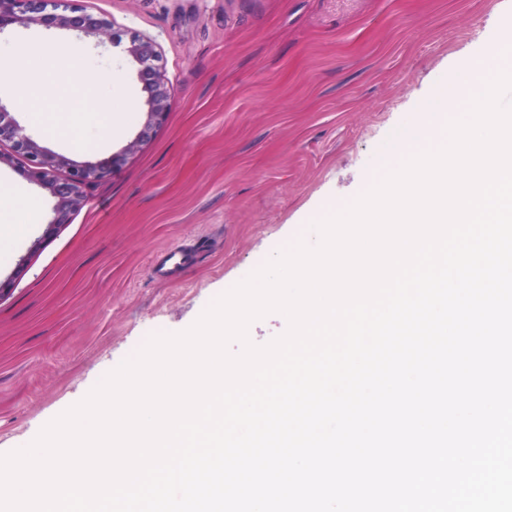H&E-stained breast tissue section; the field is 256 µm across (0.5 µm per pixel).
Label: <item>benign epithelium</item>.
I'll return each instance as SVG.
<instances>
[{"instance_id":"benign-epithelium-1","label":"benign epithelium","mask_w":512,"mask_h":512,"mask_svg":"<svg viewBox=\"0 0 512 512\" xmlns=\"http://www.w3.org/2000/svg\"><path fill=\"white\" fill-rule=\"evenodd\" d=\"M71 0H0V30L9 24L59 26L86 37L107 38L114 41L111 23L85 10L74 8ZM127 53L139 65L138 78L147 92V120L140 132L139 141L149 136V131L160 123L169 109L171 89L162 77L158 65V50L153 40L134 37ZM7 145L12 152L31 162L27 176L44 186L57 199L54 206V224H67L88 198V189L103 180L110 172L104 164L80 166L62 178L58 171L64 161L58 155L40 146L23 133L5 107L0 104V147Z\"/></svg>"}]
</instances>
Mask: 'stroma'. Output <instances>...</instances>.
<instances>
[{
  "instance_id": "1",
  "label": "stroma",
  "mask_w": 512,
  "mask_h": 512,
  "mask_svg": "<svg viewBox=\"0 0 512 512\" xmlns=\"http://www.w3.org/2000/svg\"><path fill=\"white\" fill-rule=\"evenodd\" d=\"M109 20L117 46L56 27L11 24L0 57L81 50L59 96L111 101L124 122L101 146H70L30 122L22 92L0 90L17 123L69 164H112L67 224L55 199L0 164V184L33 198L32 230L0 265V454L29 445L154 334L191 327L219 296L287 249L331 205L359 194L422 101L457 81L512 70V48L482 62L512 0H76ZM153 39L172 95L147 114L131 38ZM118 72L122 90L95 82ZM185 248L181 276L158 252Z\"/></svg>"
}]
</instances>
